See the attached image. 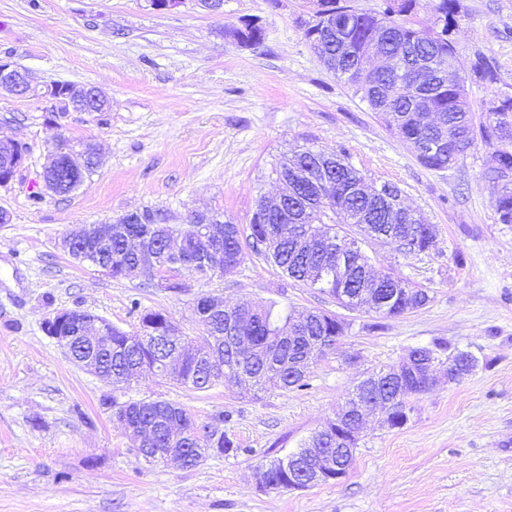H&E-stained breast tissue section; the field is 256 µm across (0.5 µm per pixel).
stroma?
Returning a JSON list of instances; mask_svg holds the SVG:
<instances>
[{
  "label": "stroma",
  "instance_id": "obj_1",
  "mask_svg": "<svg viewBox=\"0 0 512 512\" xmlns=\"http://www.w3.org/2000/svg\"><path fill=\"white\" fill-rule=\"evenodd\" d=\"M316 0H224L211 14L197 0L170 11L147 0H0V60L43 86L95 87L110 111H62L47 96L0 93V135L26 147L0 185V512H512V224L497 221L495 153L475 144L449 169L419 163L409 145L303 35ZM448 38L468 75L476 58L495 84L469 79L475 124L493 100L512 96V0H458ZM260 19L269 49L237 46L227 30ZM101 145L102 162L67 196L47 193L43 170L58 139ZM311 147L345 152L374 187L436 228L428 252L360 238L372 267L422 285L429 303L395 318L351 311L285 277L254 251L205 278L170 274L176 289L141 286L79 264L57 248L75 224H112L145 209L186 225L195 211L248 226L259 196H275L276 158ZM203 295L278 311L319 309L347 325L303 390L252 396L234 380L193 390L146 374L129 400L176 403L198 422L226 414L238 453L198 466L150 464L104 400L114 389L82 370L43 330L80 308L131 330L144 310L165 313L199 337ZM447 342L472 352L475 373L439 375L411 400L406 424L367 419L355 459L336 482L263 490L261 465L295 451L345 403L366 372L398 364L411 349Z\"/></svg>",
  "mask_w": 512,
  "mask_h": 512
}]
</instances>
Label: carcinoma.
Returning a JSON list of instances; mask_svg holds the SVG:
<instances>
[{
  "label": "carcinoma",
  "instance_id": "carcinoma-1",
  "mask_svg": "<svg viewBox=\"0 0 512 512\" xmlns=\"http://www.w3.org/2000/svg\"><path fill=\"white\" fill-rule=\"evenodd\" d=\"M315 12L316 24L304 29V37L319 56L339 57L337 75L361 95L371 111L375 112L409 146L425 138L426 128L414 119L415 98L426 97L434 111L448 115V149L442 153L418 157V161L433 169H446L455 165L461 156L479 139L486 146L495 149L497 167L493 175L512 174V97L505 95L491 108L488 120L475 127L467 101V88L462 85L450 87L440 78L429 75L413 94L388 98L386 90L395 82L391 74L377 71L371 75L355 67L356 51L375 37L388 42L391 50H405L423 56H437L446 61L455 60L456 51L448 38L429 42L423 34L425 27L409 19L417 6V0H401L398 7L386 4L383 13L376 14L347 3V0H318ZM457 0H438L437 11L443 21V33L457 22ZM471 79L485 84L497 81L494 67L479 57L471 66ZM26 149L16 145L0 152V169H17L25 156ZM306 158L313 165L332 166V179L327 187H312L305 198L314 197L320 203L321 211L307 215L310 223L301 224L302 235L325 242L322 252L300 255L293 251V241L286 236L288 225L281 217L266 216L260 221L251 216L248 230L244 234L239 225L224 222V261L241 263L243 245L279 267L295 281H302L312 288L338 300L340 296L353 293L356 289L378 288L388 299L386 308L378 311L384 317H398L425 306L430 297L427 289L408 279L392 273L374 276L371 273L369 256L360 247L342 250L346 239L343 228L336 227V216L346 209L365 215L368 223L362 227L365 234L379 239L398 238L406 255L427 252L435 242V228L431 224H389L382 216L374 214V208L363 200L353 198L350 188L363 179L360 171L345 163V158L334 152L304 150ZM498 220L512 224V183H506L494 202ZM174 233L181 235L184 242L185 259L192 261L204 245L194 238L195 225L182 230L171 226ZM269 238L279 241L272 252L263 249L262 243ZM100 260L112 264V277H123L125 268L132 265L135 255L127 244L118 240L102 250ZM242 309L252 314V320L244 329V340L231 341L220 334L224 325L204 319L201 322L205 334L204 342L198 345L197 355L186 364L185 370L173 382L195 390H206L214 385L207 381V366L213 354H219L224 376H230L246 389L264 388L270 385L284 390H301L308 386L307 375H296L288 371V362L299 358L312 365L334 351L337 339L343 335L345 324L336 321V316L323 311L305 310L276 314L272 308L243 303ZM167 345L159 344L149 337L139 344L129 343V338L112 331L106 341L96 345L95 355L107 376H118L134 368L152 369L166 354ZM447 351L441 343L419 348L420 356L415 360L401 384L405 399L417 397L424 392L423 377L419 375V364L435 354ZM444 363L449 365L455 376L465 378L478 367V359L471 353L459 349L448 351ZM170 416V425L179 431V440L169 442L166 434L155 436L154 448H192V431L197 420L178 404ZM157 416L151 408H137V402H129V413L123 428L131 425L147 426ZM283 460L268 463L272 470L271 489H291L288 475L281 469Z\"/></svg>",
  "mask_w": 512,
  "mask_h": 512
}]
</instances>
